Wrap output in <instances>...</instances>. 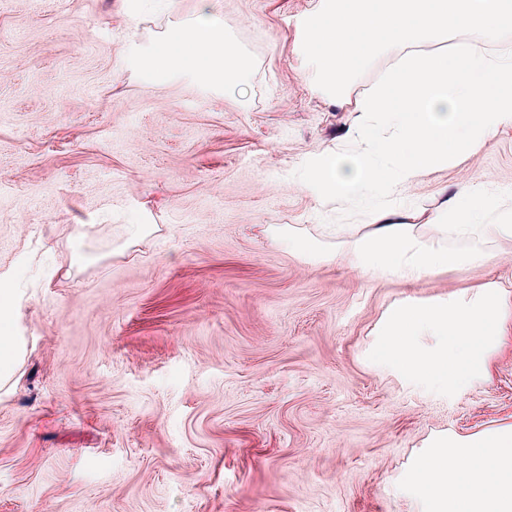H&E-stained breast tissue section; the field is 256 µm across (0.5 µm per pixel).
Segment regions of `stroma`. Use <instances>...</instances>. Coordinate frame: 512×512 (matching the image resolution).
<instances>
[{
  "instance_id": "35a3bbf8",
  "label": "stroma",
  "mask_w": 512,
  "mask_h": 512,
  "mask_svg": "<svg viewBox=\"0 0 512 512\" xmlns=\"http://www.w3.org/2000/svg\"><path fill=\"white\" fill-rule=\"evenodd\" d=\"M205 2L242 94L140 69ZM311 5L0 0V268L29 340L0 512H427L408 477L432 440L512 423V349L455 392L371 356L402 300L512 296L511 244L414 282L293 249L349 239L295 176L356 118L310 86ZM471 185L512 196V129L413 183L415 223Z\"/></svg>"
}]
</instances>
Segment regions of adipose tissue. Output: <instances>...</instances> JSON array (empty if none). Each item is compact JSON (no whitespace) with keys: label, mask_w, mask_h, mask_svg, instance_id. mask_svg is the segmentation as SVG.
Returning a JSON list of instances; mask_svg holds the SVG:
<instances>
[{"label":"adipose tissue","mask_w":512,"mask_h":512,"mask_svg":"<svg viewBox=\"0 0 512 512\" xmlns=\"http://www.w3.org/2000/svg\"><path fill=\"white\" fill-rule=\"evenodd\" d=\"M144 72L161 76L189 70L220 75L224 90L240 92L248 63L225 39L224 27L207 13L177 29L141 59ZM466 206L442 203L429 222L464 241L450 249L409 223L400 206L371 210L370 231L356 233L344 257L362 273L409 282L442 269L485 259L489 241H512V204L479 189L465 191ZM0 270V391L11 389L25 350L20 329L23 298ZM435 340L422 346V337ZM512 344V307L500 289L486 286L445 300L404 301L393 307L375 360L399 367L440 388L457 391L491 376L495 354ZM429 512H512V424L437 441L411 476Z\"/></svg>","instance_id":"adipose-tissue-1"}]
</instances>
